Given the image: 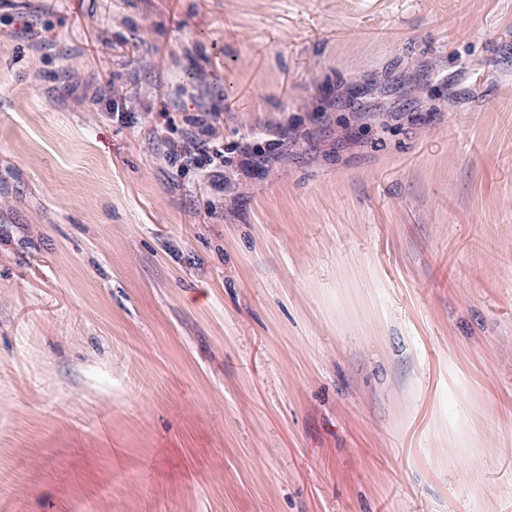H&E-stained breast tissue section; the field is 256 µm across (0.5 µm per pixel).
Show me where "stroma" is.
Segmentation results:
<instances>
[{"instance_id":"stroma-1","label":"stroma","mask_w":512,"mask_h":512,"mask_svg":"<svg viewBox=\"0 0 512 512\" xmlns=\"http://www.w3.org/2000/svg\"><path fill=\"white\" fill-rule=\"evenodd\" d=\"M0 512H512V0H0ZM196 117L192 127L197 130L187 132L182 144H174L169 147L167 156L173 166L183 169L185 166L198 164L199 166L211 167L208 171L210 179H224L221 169L224 168V143H214L206 138L209 135L210 126L206 123L211 117L210 112Z\"/></svg>"}]
</instances>
